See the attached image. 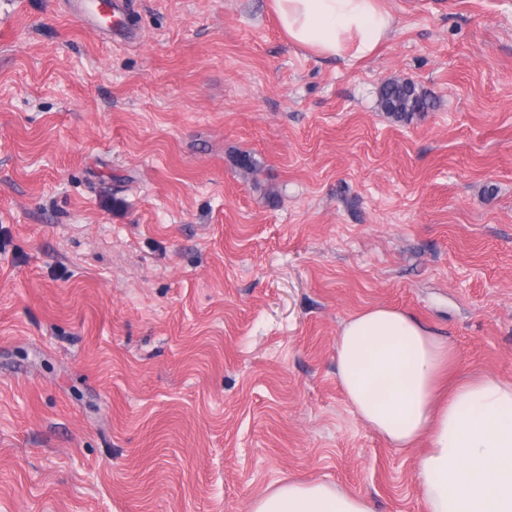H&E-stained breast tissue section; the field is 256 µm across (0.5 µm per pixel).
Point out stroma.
I'll return each instance as SVG.
<instances>
[{
    "label": "stroma",
    "instance_id": "35a3bbf8",
    "mask_svg": "<svg viewBox=\"0 0 512 512\" xmlns=\"http://www.w3.org/2000/svg\"><path fill=\"white\" fill-rule=\"evenodd\" d=\"M382 2L357 61L271 0H129V43L0 0V512H247L288 479L426 512L336 337L389 306L449 383L512 381V0ZM391 78L434 109L382 112Z\"/></svg>",
    "mask_w": 512,
    "mask_h": 512
}]
</instances>
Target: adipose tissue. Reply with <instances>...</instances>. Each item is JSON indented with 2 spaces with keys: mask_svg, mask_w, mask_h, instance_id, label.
I'll use <instances>...</instances> for the list:
<instances>
[{
  "mask_svg": "<svg viewBox=\"0 0 512 512\" xmlns=\"http://www.w3.org/2000/svg\"><path fill=\"white\" fill-rule=\"evenodd\" d=\"M290 41L326 57L372 55L393 32L381 0H273ZM453 352L403 311L352 315L336 338V374L353 413L392 447L427 439L415 480L427 512H512V382L493 376L442 393ZM248 512H372L321 481H282Z\"/></svg>",
  "mask_w": 512,
  "mask_h": 512,
  "instance_id": "1",
  "label": "adipose tissue"
}]
</instances>
